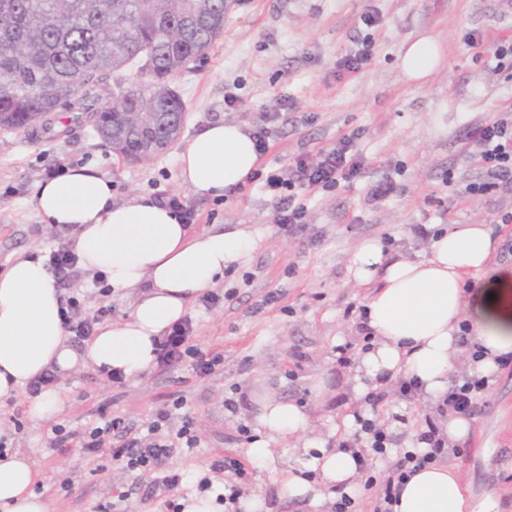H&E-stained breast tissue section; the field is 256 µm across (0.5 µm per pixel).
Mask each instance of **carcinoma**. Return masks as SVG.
<instances>
[{"label":"carcinoma","mask_w":512,"mask_h":512,"mask_svg":"<svg viewBox=\"0 0 512 512\" xmlns=\"http://www.w3.org/2000/svg\"><path fill=\"white\" fill-rule=\"evenodd\" d=\"M0 12V129L51 130L59 102L94 116L98 137L126 160L146 161L125 137L140 112H164L176 140L186 111L169 79L224 32V0H11ZM151 59L145 69L141 58ZM118 102L96 90L109 73Z\"/></svg>","instance_id":"obj_1"}]
</instances>
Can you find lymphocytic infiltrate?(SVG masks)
Here are the masks:
<instances>
[{
    "instance_id": "lymphocytic-infiltrate-1",
    "label": "lymphocytic infiltrate",
    "mask_w": 512,
    "mask_h": 512,
    "mask_svg": "<svg viewBox=\"0 0 512 512\" xmlns=\"http://www.w3.org/2000/svg\"><path fill=\"white\" fill-rule=\"evenodd\" d=\"M471 140L480 149V161L487 176L467 185L468 194L484 196L496 191L500 184L512 183V121L495 118L475 126L470 133ZM355 135L339 138L334 147L319 149L315 154L298 157L287 170L268 176L270 187L284 190L280 200L278 222L282 228L293 229L303 224L306 208L297 203V190L333 189L340 183L354 179L364 166L363 160L353 153ZM193 333L191 318H183L173 324L167 336L159 341L157 352L158 366L170 369L183 362H191L198 378H206L219 366L223 358L219 355H206L190 345ZM487 379L467 378L453 385L442 405L435 414L425 415L421 438L429 449L419 454L410 450L401 453L390 473L383 481L367 478V485H379L373 512H392V506L400 485L413 469L441 460L445 455V438L441 434L438 419L445 413L471 415L478 394L486 388ZM184 401L175 398L171 406L158 410L145 431L135 433L130 427L121 425L115 419L103 420L101 424L81 433L70 432L57 426L52 430L51 447L65 448L77 444L88 453L94 454L101 449L111 447L113 437H120L123 443L121 453L126 458L129 472L162 473V483L174 488L180 482L176 473L166 472L165 466L176 449L196 447L198 436L190 417H177Z\"/></svg>"
}]
</instances>
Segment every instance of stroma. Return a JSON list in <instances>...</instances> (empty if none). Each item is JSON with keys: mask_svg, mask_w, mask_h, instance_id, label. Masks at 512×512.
I'll return each instance as SVG.
<instances>
[{"mask_svg": "<svg viewBox=\"0 0 512 512\" xmlns=\"http://www.w3.org/2000/svg\"><path fill=\"white\" fill-rule=\"evenodd\" d=\"M369 12L379 18L372 27L362 22ZM473 31L483 34V45L466 44ZM424 35L438 42L440 63L412 81L400 56ZM366 41L371 60L358 72L339 71L341 58ZM504 42L512 43V15L494 0H234L223 35L172 78L186 119L175 144L152 160L123 159L66 107L51 132L0 130V268L10 257L69 242L41 223L32 197L37 183L73 166L111 175L113 202L176 196L194 211L192 230L249 224L263 235L231 275L211 285L219 302L208 308L197 301L189 312L191 345L224 358L212 375L154 367L117 383L88 366L57 379L66 407L56 423L78 433L104 416L146 428L183 397L199 442L169 461L182 477L176 489H160L156 474L128 473L114 455L120 439L95 454L51 447L53 425L30 420L28 396L0 408L8 447L31 454L45 475L49 512H177L204 478L219 495L230 481L244 495L264 490L269 512H312L304 503L283 504L270 472L248 462L246 450L259 437L255 417L267 394L303 405L323 433L343 412L348 369L368 344L361 329L368 291L348 272L355 246L375 239L388 255L414 258L427 252L428 230L489 224L498 239L492 265L512 271V224L499 221L512 212V186L489 196L465 190L484 176L470 128L512 106V77L493 69L492 50ZM217 119L268 128L269 148L258 162L264 175L352 132L364 168L336 189L302 194L306 222L288 231L277 223L274 192L263 179L221 199L195 196L184 184L180 152ZM382 183L393 191L374 196ZM57 288L63 299L78 300L81 313L110 307L113 321L134 300L102 293L94 274L79 267ZM270 294L276 300L269 304ZM475 419L474 434L448 458L475 494L496 493L503 512H512V364L490 377ZM227 457L242 461L241 477L214 470Z\"/></svg>", "mask_w": 512, "mask_h": 512, "instance_id": "1", "label": "stroma"}]
</instances>
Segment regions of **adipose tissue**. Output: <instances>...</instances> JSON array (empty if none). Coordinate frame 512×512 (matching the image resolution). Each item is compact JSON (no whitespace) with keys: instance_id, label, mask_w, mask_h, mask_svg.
I'll use <instances>...</instances> for the list:
<instances>
[{"instance_id":"adipose-tissue-1","label":"adipose tissue","mask_w":512,"mask_h":512,"mask_svg":"<svg viewBox=\"0 0 512 512\" xmlns=\"http://www.w3.org/2000/svg\"><path fill=\"white\" fill-rule=\"evenodd\" d=\"M436 40L410 43L400 66L412 80L439 65ZM259 154L250 130L234 121L216 120L192 137L180 154L181 176L194 195L219 199L244 183ZM33 202L49 229L67 230L79 266L106 273L114 291L140 289L131 313L99 325L82 352L66 339L61 294L44 258L19 257L0 270V402L25 394L28 383L49 367L68 374L86 365L122 372L134 379L156 361L155 339L185 317L199 294L223 278L232 263L250 255L262 237L236 224L224 230L190 233L177 213L139 196L118 204L112 179L91 166L69 167L39 182ZM497 248L489 225L460 224L432 238L417 259H388L380 243L365 240L354 250L350 275L370 289L367 321L373 340L357 358L352 409L339 429L350 431L356 404L369 392L398 380L413 381L419 402L435 407L448 394L456 361L468 348L479 355L469 373L494 374L512 352V278L492 280L491 296L469 301L471 277L487 275ZM469 331H461V324ZM256 423L262 434L248 458L270 468L282 501H308L321 508L358 487V462L351 449L327 447L316 436L311 416L301 406L267 396ZM287 444L288 463L279 464L278 444ZM44 477L28 455H0V512H48L38 493ZM393 512H501L495 494L474 496L456 466L426 465L403 485Z\"/></svg>"}]
</instances>
